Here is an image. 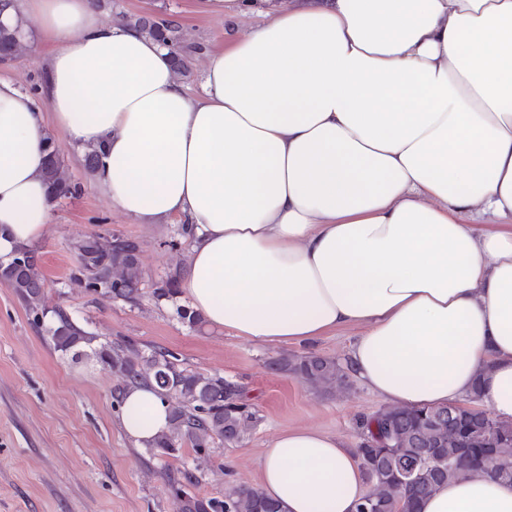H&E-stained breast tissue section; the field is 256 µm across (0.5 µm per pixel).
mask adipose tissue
Returning a JSON list of instances; mask_svg holds the SVG:
<instances>
[{
    "label": "adipose tissue",
    "instance_id": "adipose-tissue-1",
    "mask_svg": "<svg viewBox=\"0 0 512 512\" xmlns=\"http://www.w3.org/2000/svg\"><path fill=\"white\" fill-rule=\"evenodd\" d=\"M42 94L96 182L141 224L182 218V290L213 326L263 345L352 327L351 373L384 402L440 407L479 390L512 421V0H290L211 52L201 93L167 51L101 23L95 0H22ZM45 123L0 78V257L51 220ZM119 420L137 445L169 427L145 386ZM281 512H356L349 443L313 428L267 444ZM418 512H512V481L466 469Z\"/></svg>",
    "mask_w": 512,
    "mask_h": 512
}]
</instances>
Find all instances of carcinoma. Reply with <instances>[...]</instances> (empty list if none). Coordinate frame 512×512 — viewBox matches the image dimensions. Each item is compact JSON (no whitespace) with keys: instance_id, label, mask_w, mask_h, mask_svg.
<instances>
[{"instance_id":"cac0c4a2","label":"carcinoma","mask_w":512,"mask_h":512,"mask_svg":"<svg viewBox=\"0 0 512 512\" xmlns=\"http://www.w3.org/2000/svg\"><path fill=\"white\" fill-rule=\"evenodd\" d=\"M168 49L176 76L189 73L192 46L181 27L163 14L145 15L128 21ZM24 50L22 24H0V58L12 60ZM48 163L43 180L53 199L76 193L64 160L52 138H46ZM79 258L80 287L86 292L130 304L139 300L143 279L138 241L113 234H89L75 243ZM180 268L170 273L156 295L172 298L178 294ZM0 282L12 289L33 321L45 313V279L35 253L24 245L0 261ZM53 348L79 360L96 359L116 378L115 401L130 385L149 384L168 405L169 431L159 435L150 448L178 457L189 445L198 454L208 452L216 440L242 442L256 427L258 419L244 400L242 386L221 375H204L177 363L168 351L146 353L132 340L99 342L66 313L58 311L47 328ZM271 372L293 373L313 386H342L347 371L335 360L309 354L280 356L267 363ZM469 402L436 408L384 407L357 420L360 442L355 448L361 460L369 493L357 512H417L420 500L437 486L456 477L465 468H486L493 457L497 466L490 476L512 480V422L500 421ZM195 474L185 470L171 479V490L179 512H279L276 503L256 487L225 490L220 497L197 498L190 488L197 486Z\"/></svg>"}]
</instances>
